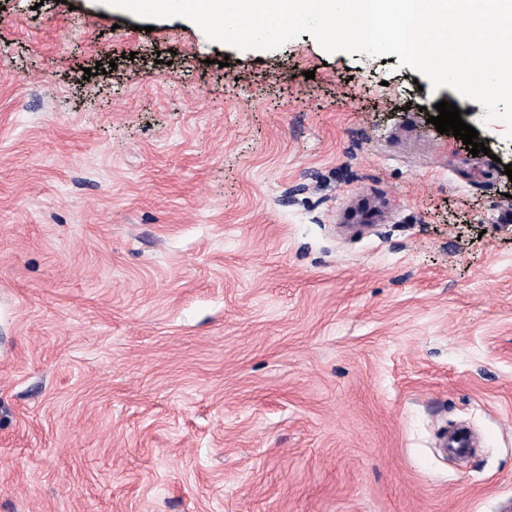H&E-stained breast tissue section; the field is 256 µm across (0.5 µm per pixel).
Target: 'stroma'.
<instances>
[{
  "mask_svg": "<svg viewBox=\"0 0 512 512\" xmlns=\"http://www.w3.org/2000/svg\"><path fill=\"white\" fill-rule=\"evenodd\" d=\"M484 114L393 53L0 0V512H512Z\"/></svg>",
  "mask_w": 512,
  "mask_h": 512,
  "instance_id": "stroma-1",
  "label": "stroma"
}]
</instances>
